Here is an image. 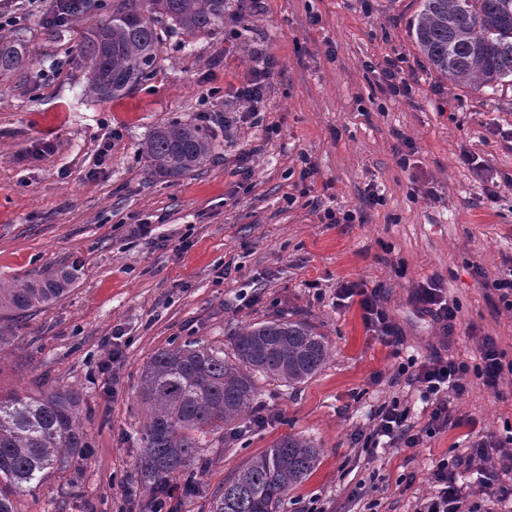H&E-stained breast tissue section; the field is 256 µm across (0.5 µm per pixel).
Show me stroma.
<instances>
[{
	"label": "stroma",
	"instance_id": "1",
	"mask_svg": "<svg viewBox=\"0 0 512 512\" xmlns=\"http://www.w3.org/2000/svg\"><path fill=\"white\" fill-rule=\"evenodd\" d=\"M111 3L85 0L57 27L45 22L54 0H0V15L14 19L0 32L29 51L23 68L0 76V282L74 275L57 302L0 318L10 334L0 391H78L90 447L80 471L18 497L17 512H132L148 498L138 461L150 356L188 340L226 349L235 329L277 318L324 333L327 363L294 386L258 379L253 409L206 436L198 493L174 481L177 512H210L226 478L288 435L307 438L320 458L277 512H416L439 458L512 425L508 374L500 398L471 379L451 407L460 426L416 447L357 438L396 399L426 425L416 389L391 382L407 357L444 348L471 362L491 336L512 359V311H491L473 273L478 265L496 278L512 258V86L472 91L440 78L409 33L419 0H231L212 32L159 21L153 73L98 99L86 94L88 64L74 47ZM267 57L280 69L261 126L225 127L237 89ZM391 62L407 94L380 88ZM171 121L201 126L215 149L187 176H149L142 144ZM268 125L276 134L253 153ZM402 135L415 145L406 168L395 151ZM246 152L245 192L235 171ZM465 152L482 176L462 163ZM485 179L497 182V199L483 194ZM370 188L381 204L366 202ZM327 208L354 220L324 223ZM433 277L459 307L448 345L411 299ZM348 283L377 290L402 345L377 338L358 299L338 304Z\"/></svg>",
	"mask_w": 512,
	"mask_h": 512
}]
</instances>
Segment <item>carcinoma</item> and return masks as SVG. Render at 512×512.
I'll return each instance as SVG.
<instances>
[{"label":"carcinoma","mask_w":512,"mask_h":512,"mask_svg":"<svg viewBox=\"0 0 512 512\" xmlns=\"http://www.w3.org/2000/svg\"><path fill=\"white\" fill-rule=\"evenodd\" d=\"M410 23L420 52L438 75L458 87L512 84V0H420ZM227 0H113L109 19L76 47L89 61L88 91L115 97L147 78L156 62L157 17L188 33L224 24ZM27 54L23 43L0 35V72H12ZM143 151L153 177L178 178L199 168L213 142L198 126L172 122L154 130ZM72 275L0 284V310L27 316L69 290ZM224 350L188 342L154 353L144 366L140 393L148 404L139 458L150 490L142 512L169 509L170 480L192 484L203 463L200 440L234 423L258 397L257 377L301 384L329 357L325 335L304 321L274 319L231 336ZM80 395L53 390L0 395V512H16L14 500L56 473L80 467L88 444ZM318 462L306 439L287 436L251 458L214 495L212 512H276L282 498L303 483Z\"/></svg>","instance_id":"cac0c4a2"}]
</instances>
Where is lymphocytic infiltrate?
Instances as JSON below:
<instances>
[{"label":"lymphocytic infiltrate","instance_id":"f902f5d3","mask_svg":"<svg viewBox=\"0 0 512 512\" xmlns=\"http://www.w3.org/2000/svg\"><path fill=\"white\" fill-rule=\"evenodd\" d=\"M276 65V60H267L265 67L255 70L249 83L240 90L243 105L237 115L239 123H257L267 98L268 79ZM339 295L344 299L358 298L365 324L382 342L390 346L401 344L400 333L379 304L376 293L350 284L341 288ZM414 299L423 313L441 324L446 334L454 333L458 306L448 298L436 279L419 285L414 291ZM478 352V361L473 365L438 354L422 362L411 359L401 364L396 377L419 391L421 399L430 408L428 423L422 431H415L409 408L395 401L379 409L366 436L367 442L376 446L385 439L412 448L423 438L434 437L453 427L455 421L450 415V403L467 392L469 376H476L487 389L495 391L503 372L512 373V360L506 359L494 338L484 337ZM496 466L500 467L504 479L495 489L494 497L504 510L511 507L512 429L503 436L489 433L479 437L468 446L466 454L440 458L429 475L434 492L424 497L419 512H464L469 495L456 483L459 471H485Z\"/></svg>","mask_w":512,"mask_h":512}]
</instances>
